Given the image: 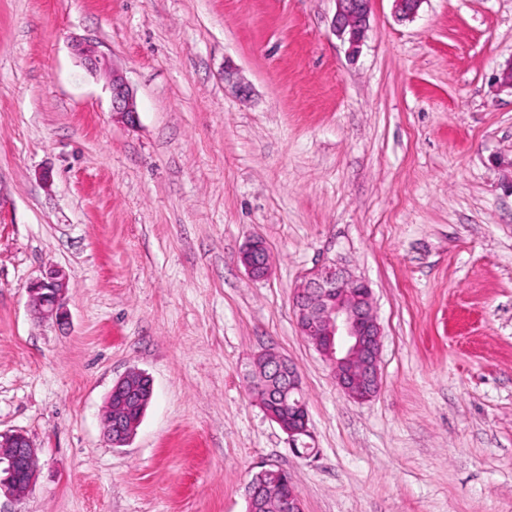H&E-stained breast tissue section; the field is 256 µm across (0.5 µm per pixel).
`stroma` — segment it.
Returning <instances> with one entry per match:
<instances>
[{"label": "stroma", "instance_id": "1", "mask_svg": "<svg viewBox=\"0 0 512 512\" xmlns=\"http://www.w3.org/2000/svg\"><path fill=\"white\" fill-rule=\"evenodd\" d=\"M334 13L0 0V433L38 450L0 512H246L263 462L303 512H512V0H424L403 22L375 0L355 59ZM75 38L123 71L136 125ZM252 238L262 280L239 259ZM327 260L373 291L365 402L296 328L293 291ZM52 266L67 317L41 322L27 286ZM265 350L301 375L310 457L248 390ZM132 369L154 395L112 447L104 408ZM240 261L247 273L255 279L264 278L269 273L270 255L261 239H251L245 243L240 252Z\"/></svg>", "mask_w": 512, "mask_h": 512}]
</instances>
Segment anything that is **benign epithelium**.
<instances>
[{
	"mask_svg": "<svg viewBox=\"0 0 512 512\" xmlns=\"http://www.w3.org/2000/svg\"><path fill=\"white\" fill-rule=\"evenodd\" d=\"M336 12L332 30L354 56L361 51L370 27L373 0H335ZM398 20L416 17L425 0H394ZM75 54L91 72L111 73L112 118L133 126L138 115L134 90L122 72L111 66L109 59L92 41L72 44ZM247 273L261 279L268 275L270 255L260 239L247 241L240 252ZM69 280L66 273L51 269L34 279L27 287L30 305L42 321L66 317ZM296 325L301 336L311 342L330 367L339 388L350 398L363 402L379 390V362L382 330L374 313L372 292L368 284L354 277L345 267L332 262L310 270L293 294ZM257 395L266 416L288 435L291 451L299 453V445L311 437L308 409L302 402L278 417L267 409V377L281 380L294 396L302 392L297 367L287 357L273 351L260 353L254 359ZM111 392H121L119 401L107 400L104 436L114 447L125 446L133 439L140 424L135 412L145 408L154 393L153 380L142 371L130 370L113 385ZM37 448L21 432L0 434V464H6V477L0 479V490L22 497L37 477ZM262 481H250L246 498L250 512H302L299 493L281 468L265 464L257 471Z\"/></svg>",
	"mask_w": 512,
	"mask_h": 512,
	"instance_id": "obj_1",
	"label": "benign epithelium"
}]
</instances>
